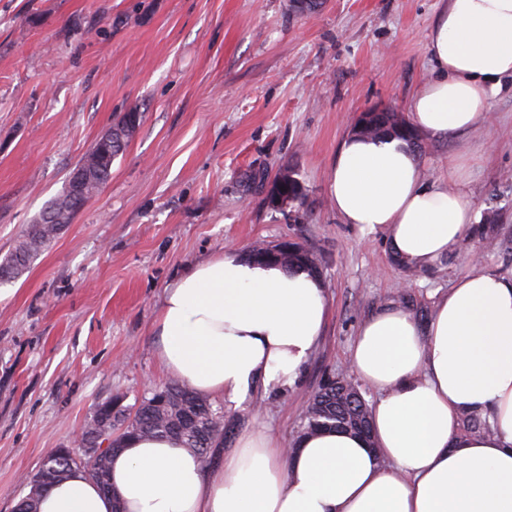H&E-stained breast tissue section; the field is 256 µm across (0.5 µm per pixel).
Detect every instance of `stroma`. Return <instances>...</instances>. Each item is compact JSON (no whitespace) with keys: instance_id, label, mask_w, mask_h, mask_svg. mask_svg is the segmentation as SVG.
Segmentation results:
<instances>
[{"instance_id":"stroma-1","label":"stroma","mask_w":512,"mask_h":512,"mask_svg":"<svg viewBox=\"0 0 512 512\" xmlns=\"http://www.w3.org/2000/svg\"><path fill=\"white\" fill-rule=\"evenodd\" d=\"M445 0H0V261L62 193L71 169L126 112L138 133L112 176L15 281L0 285V512L26 479L77 445L98 403L130 406L169 382L152 341L165 287L189 264L252 244L300 243L318 258L329 316L292 386L251 392L236 438L265 424L291 440L329 376H350L362 322L382 307L431 315L472 261L512 278V82L484 124L419 134L429 176L462 157L470 243L432 269L398 263L386 234L343 223L330 165L362 113L406 112L429 78L430 29ZM292 170L297 216L268 204Z\"/></svg>"}]
</instances>
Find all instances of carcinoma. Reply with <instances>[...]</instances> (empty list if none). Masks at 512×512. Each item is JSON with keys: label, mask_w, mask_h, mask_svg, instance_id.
<instances>
[{"label": "carcinoma", "mask_w": 512, "mask_h": 512, "mask_svg": "<svg viewBox=\"0 0 512 512\" xmlns=\"http://www.w3.org/2000/svg\"><path fill=\"white\" fill-rule=\"evenodd\" d=\"M364 126L360 135L367 138L395 136L408 142H415L416 134H407L410 123L404 115L388 111L376 117L364 114L359 120ZM137 128L129 130L125 137L115 133L108 156L84 187L85 194L98 191L109 179L112 159L119 156L134 137ZM288 191L302 206L305 189L291 170H284ZM57 227L53 224H33L31 231L12 253L0 263V282H11L42 252L56 237ZM247 257L260 263H275L288 270L298 268L312 273L318 270L317 256L303 245L292 242L288 248L257 244L247 251ZM369 404L358 384L347 378H327L307 403L300 423L299 435L318 430L342 429L354 431L369 427ZM224 411L213 408L209 400L189 385L178 380L148 390L132 414L123 406L122 398L113 397L97 405L94 416L86 426L81 443L97 437L93 447L102 444L99 437L110 440L109 448L103 453L99 464L90 465L82 461H65L58 466L57 477L63 478L74 468L84 469L103 490L109 489L110 457L114 450L122 447L126 439L140 437H176L196 453L203 462H208L211 449L224 443Z\"/></svg>", "instance_id": "obj_1"}]
</instances>
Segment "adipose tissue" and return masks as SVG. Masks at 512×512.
<instances>
[{
	"mask_svg": "<svg viewBox=\"0 0 512 512\" xmlns=\"http://www.w3.org/2000/svg\"><path fill=\"white\" fill-rule=\"evenodd\" d=\"M428 51L436 74L409 100L415 128L482 125L512 78V0H448ZM329 194L343 223L385 230L412 268L474 232L468 193L426 177L401 139L343 140ZM328 315L319 277L230 249L166 287L153 334L166 373L235 408L257 387L295 383ZM350 366L377 394L372 439L322 431L291 447L260 425L213 474L177 439L136 437L112 455L110 492L75 469L38 512H512V280L471 267L424 326L380 311L362 323ZM466 412L486 415L490 431H464Z\"/></svg>",
	"mask_w": 512,
	"mask_h": 512,
	"instance_id": "adipose-tissue-1",
	"label": "adipose tissue"
}]
</instances>
